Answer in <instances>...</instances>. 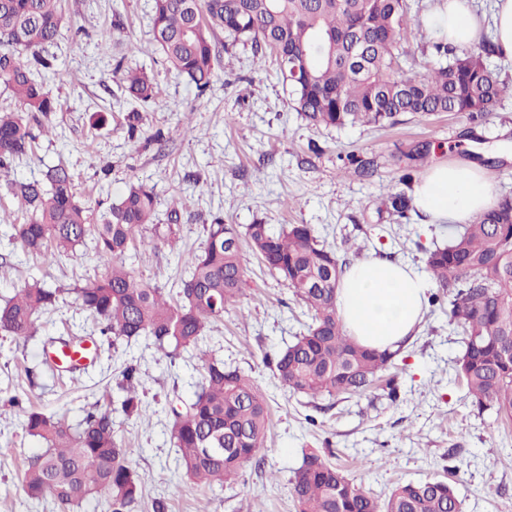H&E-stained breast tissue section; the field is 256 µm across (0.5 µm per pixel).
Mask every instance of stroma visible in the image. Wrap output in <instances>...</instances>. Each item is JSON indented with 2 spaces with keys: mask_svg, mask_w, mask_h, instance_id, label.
<instances>
[{
  "mask_svg": "<svg viewBox=\"0 0 512 512\" xmlns=\"http://www.w3.org/2000/svg\"><path fill=\"white\" fill-rule=\"evenodd\" d=\"M154 0H83L79 15H65L57 43L55 76L48 87L57 102L34 153L17 160L18 177L38 178L47 167L65 165L79 198L95 211L108 209L137 181L154 186L161 204L182 201L176 249L137 248L126 264L160 287L184 271L189 253L205 240L212 214L225 223L260 220L281 228L312 225L338 259L355 252L408 264L427 274L426 250L448 238L444 224L424 223L418 212L400 218L391 196L404 175L420 177L428 163L468 160L484 165L499 194L512 195V96L482 122L445 112L402 116L392 127L325 129L307 124L290 104L289 88L276 75L273 53H254L250 44L226 34L210 88L197 93L170 72L152 49L150 17ZM145 68L158 97L144 112L138 139L124 126L126 103L113 77L117 61ZM106 114L93 126L94 113ZM370 161L369 175L345 173L349 157ZM0 224V299L28 281L66 287L101 274L92 249L46 263L23 253ZM243 296L208 333V346L249 373L265 395L269 427L259 452L262 466L247 464L236 483L224 488L186 480L170 442V401L188 399L201 362L185 354L176 364L159 358L138 341L104 350L77 380L51 371L42 348L51 337L99 338L89 312L68 300L41 315L38 332L20 344L0 333V512H60L52 499L30 500L22 485L26 461L39 443L21 425L29 407L80 420L93 405L107 404L128 364L140 363L147 380L150 414L114 419L144 486L136 512H152L162 496L169 512H296L288 479L301 451L330 454L366 491L386 495L397 483L447 479L457 467L456 489L465 512H512V426L477 415L451 370L460 345L439 307H427L419 331L392 370L398 399L379 390L362 397L308 404L280 386L266 362L292 341L308 316L291 291L243 249ZM17 405H9V397Z\"/></svg>",
  "mask_w": 512,
  "mask_h": 512,
  "instance_id": "obj_1",
  "label": "stroma"
}]
</instances>
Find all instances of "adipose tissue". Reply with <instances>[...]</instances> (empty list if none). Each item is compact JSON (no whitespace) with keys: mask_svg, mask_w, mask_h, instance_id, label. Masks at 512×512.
<instances>
[{"mask_svg":"<svg viewBox=\"0 0 512 512\" xmlns=\"http://www.w3.org/2000/svg\"><path fill=\"white\" fill-rule=\"evenodd\" d=\"M424 26L434 40L450 45L479 41L482 21L468 0H438ZM494 183L473 161H439L421 174L414 206L428 224H464L496 205ZM429 280L406 266L368 257L345 268L336 294L348 336L377 349H395L423 319Z\"/></svg>","mask_w":512,"mask_h":512,"instance_id":"ef3b65f1","label":"adipose tissue"}]
</instances>
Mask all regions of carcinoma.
<instances>
[{
    "mask_svg": "<svg viewBox=\"0 0 512 512\" xmlns=\"http://www.w3.org/2000/svg\"><path fill=\"white\" fill-rule=\"evenodd\" d=\"M65 0H0V82L21 105L0 113V180L14 160L33 152V128L55 111L42 73L53 71L46 56L64 18ZM408 0H154L153 41L164 61L202 94L210 87L220 58L215 32L275 54L276 74L289 85L293 107L308 124L325 128L386 127L404 114L441 112L471 119L491 114L512 87L487 63L492 44L460 50L437 42L446 61L409 75L400 65L418 36ZM131 105L125 115L128 138L142 124L141 110L155 102L156 84L144 70H113ZM8 194L27 206V222L10 224L11 238L47 262L73 256L87 245L104 273L71 288H46L34 279L0 305V330L17 342L36 333L39 315L73 295L112 343L144 339L173 364L196 351L204 373L192 397L170 407L168 429L178 448V468L194 481L222 486L236 481L263 447L268 405L254 381L239 367L203 349L206 328L224 318L240 299L245 239L265 266L305 306L310 322L274 358L275 378L290 393L308 400L360 397L387 370L402 348L378 351L348 336L336 312V288L343 267L309 224L274 231L262 221L239 230L216 216L206 239L187 259L188 274L165 292L125 263L137 246L169 242L180 221L154 223L160 201L154 188L130 184L119 200L99 215L77 198L64 165L48 168L41 180L14 178ZM153 225L155 237L139 233ZM437 291L433 305L448 306V322L462 350L453 361L455 376L477 414L487 411L501 424L512 423V197L449 230L448 244L427 254ZM121 412L139 419L147 409L145 381L130 364L116 383ZM114 410L98 406L76 423L39 410L24 414L23 429L42 448L27 460V497L51 496L62 509L90 499L106 512H135L143 485L124 447ZM298 512H464L463 502L445 480L399 483L383 499L366 492L320 452L302 453L289 478Z\"/></svg>",
    "mask_w": 512,
    "mask_h": 512,
    "instance_id": "obj_1",
    "label": "carcinoma"
}]
</instances>
